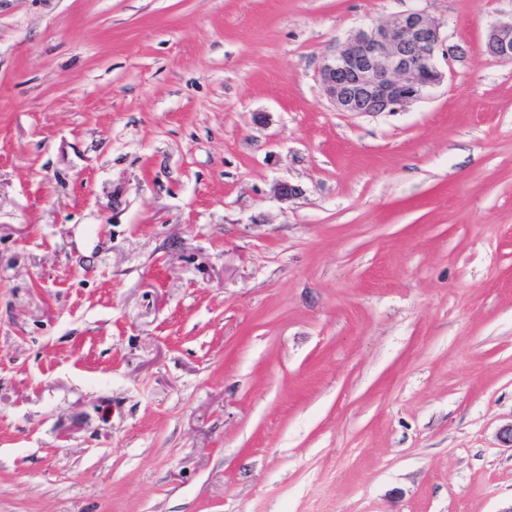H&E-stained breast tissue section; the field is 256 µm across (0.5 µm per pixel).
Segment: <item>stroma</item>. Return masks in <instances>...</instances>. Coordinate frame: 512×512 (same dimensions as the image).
<instances>
[{"label":"stroma","instance_id":"obj_1","mask_svg":"<svg viewBox=\"0 0 512 512\" xmlns=\"http://www.w3.org/2000/svg\"><path fill=\"white\" fill-rule=\"evenodd\" d=\"M413 10L444 82L336 111L324 56ZM510 22L0 0V512L511 507ZM486 48L491 56L502 62L511 63L512 22L492 25L488 33Z\"/></svg>","mask_w":512,"mask_h":512}]
</instances>
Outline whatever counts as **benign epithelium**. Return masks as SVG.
Masks as SVG:
<instances>
[{
    "label": "benign epithelium",
    "instance_id": "1",
    "mask_svg": "<svg viewBox=\"0 0 512 512\" xmlns=\"http://www.w3.org/2000/svg\"><path fill=\"white\" fill-rule=\"evenodd\" d=\"M486 48L496 59L512 61V22L491 26ZM440 26L419 11L354 32L326 56L319 82L339 112H400L421 100L446 78L437 56H454Z\"/></svg>",
    "mask_w": 512,
    "mask_h": 512
}]
</instances>
